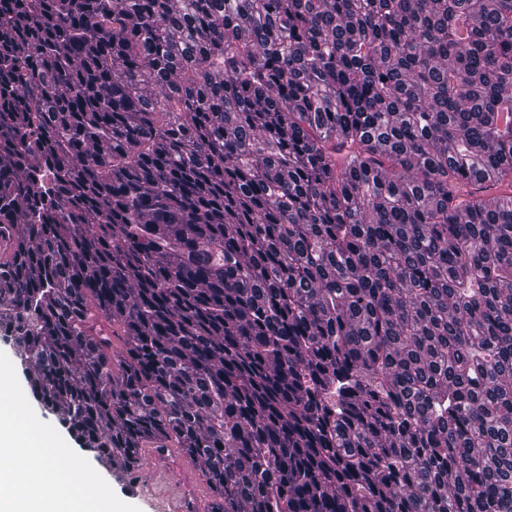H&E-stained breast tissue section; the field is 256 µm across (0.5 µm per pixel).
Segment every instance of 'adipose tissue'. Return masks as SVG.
Returning <instances> with one entry per match:
<instances>
[{"mask_svg": "<svg viewBox=\"0 0 512 512\" xmlns=\"http://www.w3.org/2000/svg\"><path fill=\"white\" fill-rule=\"evenodd\" d=\"M0 447L10 451L7 466L0 467V481L9 485L0 512H107L93 479L64 462L61 446L30 418L17 390L0 407ZM47 489L56 492L54 501L44 498Z\"/></svg>", "mask_w": 512, "mask_h": 512, "instance_id": "ef3b65f1", "label": "adipose tissue"}]
</instances>
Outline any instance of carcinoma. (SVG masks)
I'll return each mask as SVG.
<instances>
[{"mask_svg":"<svg viewBox=\"0 0 512 512\" xmlns=\"http://www.w3.org/2000/svg\"><path fill=\"white\" fill-rule=\"evenodd\" d=\"M0 331L208 512H512V0H0ZM174 451L168 453V457L161 464L178 473L184 468L187 469L185 471V485L195 486V483H205L200 467L183 456L178 450L174 449Z\"/></svg>","mask_w":512,"mask_h":512,"instance_id":"cac0c4a2","label":"carcinoma"}]
</instances>
